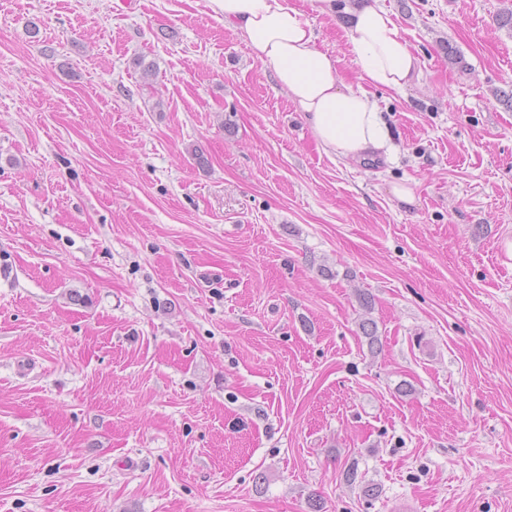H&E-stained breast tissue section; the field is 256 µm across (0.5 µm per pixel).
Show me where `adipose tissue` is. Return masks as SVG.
<instances>
[{
    "instance_id": "obj_1",
    "label": "adipose tissue",
    "mask_w": 512,
    "mask_h": 512,
    "mask_svg": "<svg viewBox=\"0 0 512 512\" xmlns=\"http://www.w3.org/2000/svg\"><path fill=\"white\" fill-rule=\"evenodd\" d=\"M216 12L245 41L302 112L317 146L326 154L351 160L392 156L395 146L376 103L362 89L343 82L336 58L317 47V34L292 0H210ZM317 16H349V51L361 78L402 91L418 59L398 26L377 0H308Z\"/></svg>"
}]
</instances>
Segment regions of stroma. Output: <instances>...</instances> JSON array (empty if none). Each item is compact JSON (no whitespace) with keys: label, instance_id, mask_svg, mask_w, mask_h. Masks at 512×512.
Segmentation results:
<instances>
[{"label":"stroma","instance_id":"35a3bbf8","mask_svg":"<svg viewBox=\"0 0 512 512\" xmlns=\"http://www.w3.org/2000/svg\"><path fill=\"white\" fill-rule=\"evenodd\" d=\"M379 3L364 162L209 0H0V512H512V0ZM357 1L342 10L349 15V51L360 78L400 92L417 70L418 59L377 0Z\"/></svg>","mask_w":512,"mask_h":512}]
</instances>
